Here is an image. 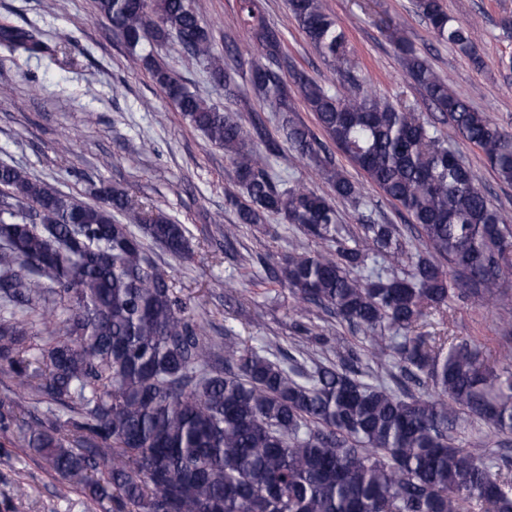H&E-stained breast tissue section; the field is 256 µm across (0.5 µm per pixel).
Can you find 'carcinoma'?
I'll use <instances>...</instances> for the list:
<instances>
[{
    "label": "carcinoma",
    "instance_id": "1",
    "mask_svg": "<svg viewBox=\"0 0 512 512\" xmlns=\"http://www.w3.org/2000/svg\"><path fill=\"white\" fill-rule=\"evenodd\" d=\"M98 14L126 46L174 39L237 97L209 27L191 0H96ZM309 44L339 65L327 87L296 73L301 99L329 141L390 201L408 224H364L337 236L336 200L362 203L359 186L323 143L297 121L284 72L293 69L282 30L259 0H239V15L267 60L247 83L282 116L297 158L328 183L279 188L261 143L232 113L190 91L151 61L152 81L211 144L224 149L240 193L228 196L241 224L277 216L326 248L292 253L275 278L295 307L321 310L363 331L372 357H391L401 376L366 382L352 350L309 370L285 365L224 338V366L204 327L175 296L145 240L171 256L189 254V230L163 211L136 210L128 195L95 189L86 203L0 164V365L13 388L0 394V430L17 425L22 393L49 405L24 442L57 475L108 512H512V462L458 443L465 418L512 437V361L489 365L473 341L421 330L429 309L457 296L493 300L512 330V223L476 183L432 122L365 87L343 27L324 0H287ZM435 38L474 56L469 29L444 0H416ZM390 38L408 76L463 142L512 183V132L457 95L403 26ZM0 45L17 55L54 49L35 28L1 26ZM139 226L138 235L133 227ZM419 247L409 255L404 231ZM408 256L399 275L368 266ZM428 380L416 398L407 383Z\"/></svg>",
    "mask_w": 512,
    "mask_h": 512
}]
</instances>
